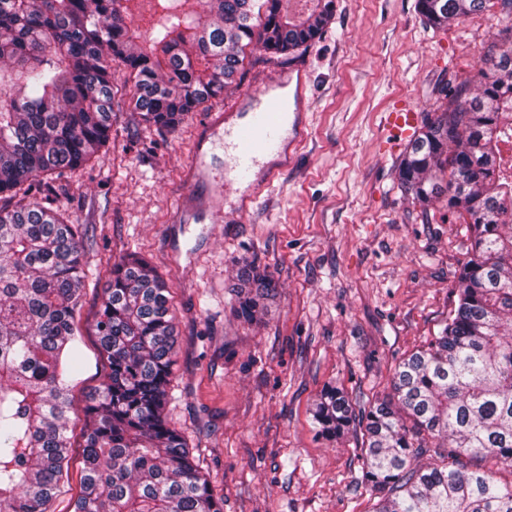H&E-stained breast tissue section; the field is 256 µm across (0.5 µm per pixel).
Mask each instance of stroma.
<instances>
[{"mask_svg": "<svg viewBox=\"0 0 512 512\" xmlns=\"http://www.w3.org/2000/svg\"><path fill=\"white\" fill-rule=\"evenodd\" d=\"M507 22L496 5L433 28L417 0H336L313 44L289 56L249 45L238 84L173 130L141 119L113 68L112 143L94 169L56 183L57 203L85 227L89 269L136 253L166 281L176 326L166 413L224 512H369L354 434L326 440L313 404L329 384L356 407L390 394L398 362L455 306L470 244L443 203L424 210L401 190L405 148H386L380 118L402 104L433 117ZM300 65L309 137L290 169L249 213L225 196L230 225L174 223L206 113ZM248 264L276 284L251 321L233 291ZM103 286L88 279L81 300L79 406L107 372L95 333Z\"/></svg>", "mask_w": 512, "mask_h": 512, "instance_id": "obj_1", "label": "stroma"}]
</instances>
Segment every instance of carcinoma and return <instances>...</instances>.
Listing matches in <instances>:
<instances>
[{
  "label": "carcinoma",
  "mask_w": 512,
  "mask_h": 512,
  "mask_svg": "<svg viewBox=\"0 0 512 512\" xmlns=\"http://www.w3.org/2000/svg\"><path fill=\"white\" fill-rule=\"evenodd\" d=\"M121 0H0V512H53L69 478V378L80 357L75 318L88 279L83 225L19 195L99 158L112 131V64L133 82L143 120L175 129L236 82L244 48L285 55L320 35L335 0L298 14L282 0H162L149 35ZM489 0H418L432 27ZM440 115L410 141L404 192L467 224L457 305L426 348L401 361L392 393L356 411L333 386L313 408L328 440L361 438L373 512H512V483L461 458L512 468V25L493 36L475 75L447 89ZM96 320L108 373L82 407L83 467L74 512H224L182 433L164 415L175 365L169 288L128 255L105 270ZM238 313L273 298L272 277L247 266ZM425 434L446 449L419 462Z\"/></svg>",
  "instance_id": "carcinoma-1"
}]
</instances>
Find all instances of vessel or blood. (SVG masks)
<instances>
[{"label":"vessel or blood","instance_id":"1","mask_svg":"<svg viewBox=\"0 0 512 512\" xmlns=\"http://www.w3.org/2000/svg\"><path fill=\"white\" fill-rule=\"evenodd\" d=\"M305 70H288L278 81L256 92L245 94L240 114L211 112L204 119L207 136H223L231 150L230 162L224 171H214L204 153H196L194 172L198 179L220 187L238 185L248 189L241 201L249 207L287 169L298 147L305 140L302 109L306 102ZM418 112L400 105L383 118L387 136L410 139L418 123ZM184 219L220 216L221 207L215 198L188 194L180 204Z\"/></svg>","mask_w":512,"mask_h":512}]
</instances>
